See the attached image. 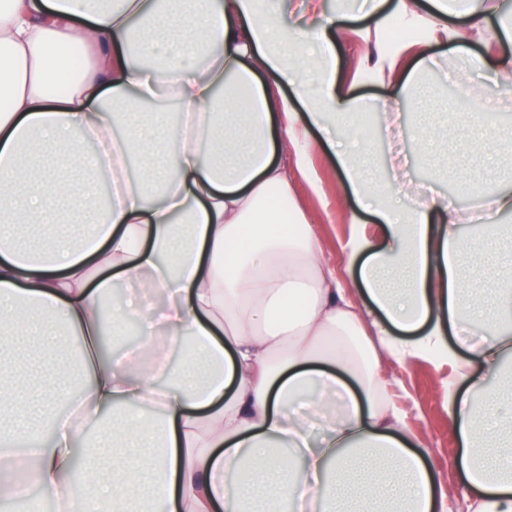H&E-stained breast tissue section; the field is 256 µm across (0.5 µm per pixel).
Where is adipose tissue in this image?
Segmentation results:
<instances>
[{
	"label": "adipose tissue",
	"mask_w": 512,
	"mask_h": 512,
	"mask_svg": "<svg viewBox=\"0 0 512 512\" xmlns=\"http://www.w3.org/2000/svg\"><path fill=\"white\" fill-rule=\"evenodd\" d=\"M395 13L489 85H512V57L469 50L512 43V22L486 0H464L460 26L446 0H371L368 32ZM304 19L299 41L279 0H10L0 11V239L32 244L24 256L0 248V370L19 333L81 343L0 389V504L36 486L65 512H448L456 496L470 512H512V429L489 427L512 426V397L489 383L512 359V279L489 300L474 294L479 250L460 237L463 213L427 195L396 206L357 176L352 151L337 155L343 191L382 231L349 239L351 277L323 258L293 198L296 177H314L310 130L362 108L354 85L374 80L397 112L434 60L424 49L404 61L399 46L345 82L346 27L319 0ZM165 91L181 108L170 166L130 176L143 143L166 134L141 127L136 108ZM498 124L480 113L448 154L464 184L488 189L487 242L512 215V176L482 175ZM63 211L85 224L81 237L55 234ZM119 283L130 291L113 333L133 323L141 340L108 357L101 305ZM474 320L480 340L449 347V328ZM432 354L460 385L448 396L462 446L452 488L409 439L382 365ZM132 439L147 458L128 457ZM19 446L31 449L22 465Z\"/></svg>",
	"instance_id": "adipose-tissue-1"
}]
</instances>
